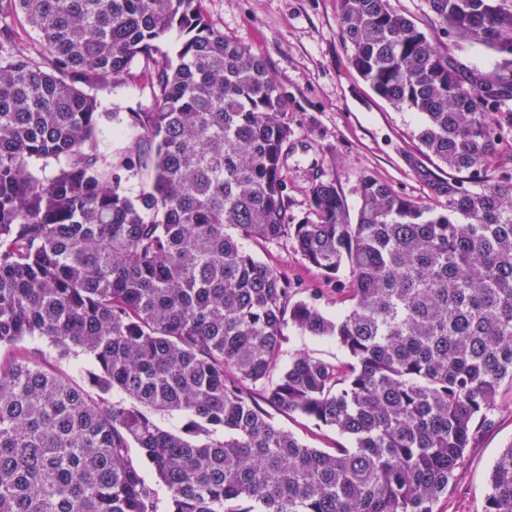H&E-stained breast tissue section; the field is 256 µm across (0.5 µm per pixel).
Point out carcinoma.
<instances>
[{"instance_id":"cac0c4a2","label":"carcinoma","mask_w":512,"mask_h":512,"mask_svg":"<svg viewBox=\"0 0 512 512\" xmlns=\"http://www.w3.org/2000/svg\"><path fill=\"white\" fill-rule=\"evenodd\" d=\"M430 7L496 70L463 71L389 0H339L351 67L424 116L409 164L430 198L364 175L350 224L332 180L288 215V100L201 0H0L40 36L0 27V347L37 336L95 367L85 388L0 363V512H438L512 385V0ZM136 61L151 105L101 111ZM121 119L140 137L106 157L100 124ZM241 237L291 241L349 306L291 301ZM290 326L346 360L280 365ZM268 406L350 445L312 448ZM483 512H512V443Z\"/></svg>"}]
</instances>
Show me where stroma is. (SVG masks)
Returning <instances> with one entry per match:
<instances>
[{"label": "stroma", "mask_w": 512, "mask_h": 512, "mask_svg": "<svg viewBox=\"0 0 512 512\" xmlns=\"http://www.w3.org/2000/svg\"><path fill=\"white\" fill-rule=\"evenodd\" d=\"M207 19L225 37L263 58L290 105L294 131L288 161V212L302 217L309 211L311 180L335 181L345 215L356 220L361 207L357 185L370 174L400 195L424 200L427 188L412 171L408 158L416 154L421 124L418 112L395 108L377 97L349 64L350 48L341 35L337 0H201ZM399 14L416 22L441 50L454 54L468 70L488 74L499 58L479 46H458L434 25L427 0H390ZM151 90L146 80L128 78L101 100L107 112L146 107ZM243 249L268 263L288 280L292 300L323 288L321 274L305 263L291 243L242 239ZM281 362L305 353L328 362L344 359L330 339L288 329ZM276 423L315 448L345 444V437L317 428L306 418L273 411ZM512 443V387L503 386L487 424L479 427L439 512H483L492 466Z\"/></svg>", "instance_id": "35a3bbf8"}]
</instances>
